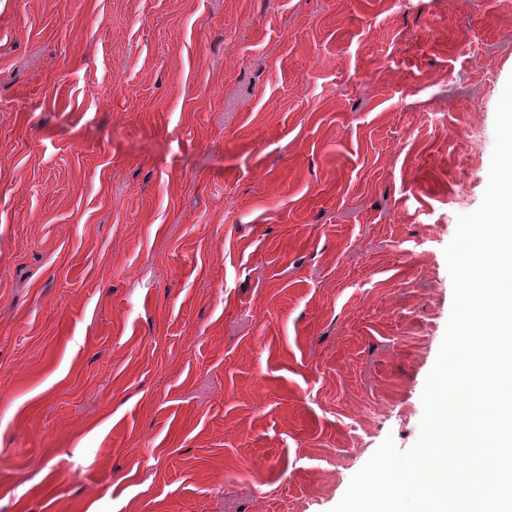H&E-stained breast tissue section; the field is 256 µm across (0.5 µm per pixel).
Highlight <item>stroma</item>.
<instances>
[{
  "instance_id": "1",
  "label": "stroma",
  "mask_w": 512,
  "mask_h": 512,
  "mask_svg": "<svg viewBox=\"0 0 512 512\" xmlns=\"http://www.w3.org/2000/svg\"><path fill=\"white\" fill-rule=\"evenodd\" d=\"M511 75L512 0H0V512H330L410 449Z\"/></svg>"
}]
</instances>
